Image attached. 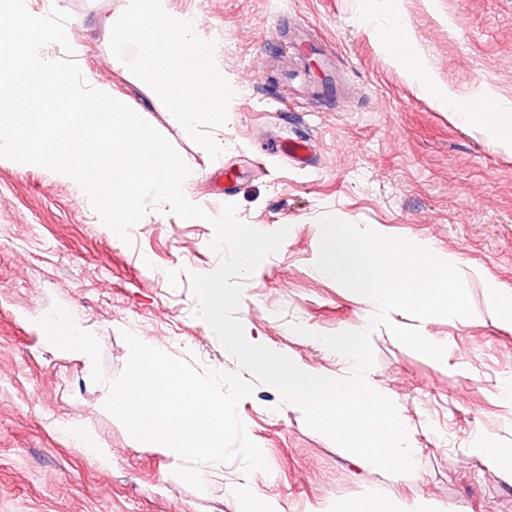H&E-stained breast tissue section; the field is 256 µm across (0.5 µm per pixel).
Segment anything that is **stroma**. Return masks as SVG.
Segmentation results:
<instances>
[{
	"instance_id": "obj_1",
	"label": "stroma",
	"mask_w": 512,
	"mask_h": 512,
	"mask_svg": "<svg viewBox=\"0 0 512 512\" xmlns=\"http://www.w3.org/2000/svg\"><path fill=\"white\" fill-rule=\"evenodd\" d=\"M87 48L82 72L112 87L161 132L196 170L186 190L211 217L228 203L263 232L287 228L278 252L245 281L236 316L246 336L298 362L339 371L332 350L292 334L296 323L333 334L360 322L363 297L312 271L320 249V213L376 224L397 236L430 240L456 254L474 308L459 323L415 321L446 348L440 367L386 328L371 335L369 375L397 398L415 428L414 471L390 474L310 429L271 386L256 385L238 413L277 477L253 472L256 493L284 512H325L368 489L390 505L425 496L448 512H512V483L468 454L476 438L512 448V404L498 384L512 379V323L485 288L484 269L512 289V151L452 120L422 94L362 24L365 0H169L194 17L199 37L216 43L215 62L238 97L215 139L225 150L202 154L142 80L115 67L105 21L127 0H53ZM436 79L469 104L490 90L512 101V0H398ZM316 30L348 82L339 100L289 94L279 52L288 33ZM303 136L306 164L275 153V141ZM122 241L100 224L81 187L46 168L0 158V512H241L229 492L240 462L204 469V491L172 478L175 461L139 447L100 405L123 370L122 330L197 366L238 364L195 317L191 274L215 270L214 228L148 212ZM60 316L94 338V362L59 354L44 340L46 317ZM75 420L112 454L103 468L60 433Z\"/></svg>"
}]
</instances>
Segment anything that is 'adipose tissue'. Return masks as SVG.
<instances>
[{"label": "adipose tissue", "instance_id": "ef3b65f1", "mask_svg": "<svg viewBox=\"0 0 512 512\" xmlns=\"http://www.w3.org/2000/svg\"><path fill=\"white\" fill-rule=\"evenodd\" d=\"M363 22L395 63L402 66L422 93L457 122L494 135L504 146L512 145V102L487 91L481 107L464 103L448 87L434 81L417 61V45L396 7V0H366Z\"/></svg>", "mask_w": 512, "mask_h": 512}]
</instances>
